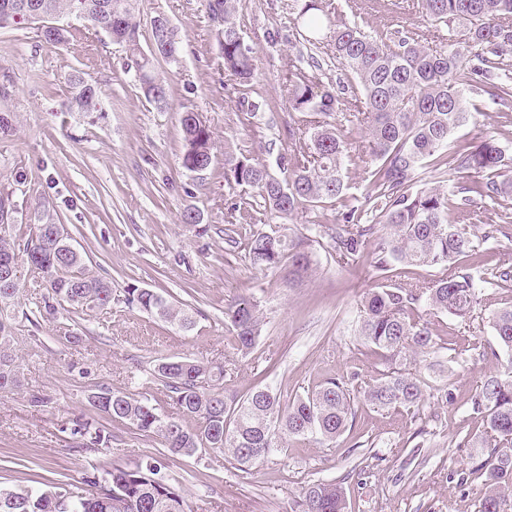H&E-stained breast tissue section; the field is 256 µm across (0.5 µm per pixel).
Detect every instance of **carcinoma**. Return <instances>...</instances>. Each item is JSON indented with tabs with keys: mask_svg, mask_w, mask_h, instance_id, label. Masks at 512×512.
Listing matches in <instances>:
<instances>
[{
	"mask_svg": "<svg viewBox=\"0 0 512 512\" xmlns=\"http://www.w3.org/2000/svg\"><path fill=\"white\" fill-rule=\"evenodd\" d=\"M47 17L78 15L96 31L121 39L126 53L141 73L146 98L167 101L165 81L155 71L159 58L180 56V41L172 30L162 41L150 37L142 49L139 29L126 33L134 20L135 0H36ZM424 21L448 29V42H421L408 35H372L356 23L331 19L316 0H308L293 19V28L309 45L320 43L323 28L330 32L333 57L348 76V96L337 93L321 78L322 62L308 55L306 66L289 72L292 112L289 122L306 123L316 117L305 135L279 157L281 175L245 155L224 157V180L252 189L264 201L265 213L285 219L309 206H336V224L308 223L324 228L336 257L345 261L375 243L370 264L377 284L360 301L355 336L369 347L380 367L364 386L352 389L344 379L329 378L318 388L285 403L269 387H257L229 400L220 380L222 365L187 357L165 358L155 377L169 389L180 417L158 411L148 399H134L107 388L100 390L97 410L133 429L158 436L172 457H192L199 449L224 453L242 471L263 456L283 450L285 439L318 436L336 440L353 424L358 404L379 411L404 409L417 417L435 398L429 385L407 362L445 349L433 332L432 318L448 315L472 318L480 295L492 286L512 292V260L501 259L488 276L477 277L462 258L474 252V236L487 240L501 231L496 224L466 230L473 203L495 205L512 196V159L493 139L453 145L455 131L476 109L473 99L488 97L503 112H512V0H417ZM241 0H207L210 16L220 17L216 38L224 71L237 86L249 85L256 73L255 56L245 43L236 17ZM71 103L90 112L99 105L97 86L83 73L69 77ZM350 104L349 116L365 127L360 147L335 120L340 106ZM181 166L209 167L212 132L197 123L195 112L181 113ZM432 160V172L450 168L459 181L417 189L415 184ZM367 173L364 193L349 192L348 166ZM231 218L237 229L227 235L234 248L245 241L251 265L283 274L288 284L305 281L313 271L311 236L256 229L257 218L246 203H234ZM13 225L0 229V267L27 264L41 274L46 293L37 306L41 317L69 306L105 307L112 302V285L94 275L81 252H72L58 240L57 225L30 224L23 251L16 249ZM410 266L437 267L441 275L429 281L402 283ZM128 305L189 331L194 320L164 295L132 286ZM224 324L232 347L243 355L256 347L263 327V311L253 296L239 294L224 307ZM502 348L512 352V302L492 315ZM11 326L0 318V393L19 384L15 356L9 351ZM473 414L483 430L467 438L472 448H488L484 459L473 462L470 473L484 477L478 512H505L512 498V359L498 374L486 379L471 398ZM299 512H347L342 486L316 481L302 487ZM0 512H185L183 497L160 475L153 463L114 464L83 478L77 490L44 485L33 490L16 484L0 485Z\"/></svg>",
	"mask_w": 512,
	"mask_h": 512,
	"instance_id": "carcinoma-1",
	"label": "carcinoma"
}]
</instances>
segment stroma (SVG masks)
I'll list each match as a JSON object with an SVG mask.
<instances>
[{
    "label": "stroma",
    "instance_id": "stroma-1",
    "mask_svg": "<svg viewBox=\"0 0 512 512\" xmlns=\"http://www.w3.org/2000/svg\"><path fill=\"white\" fill-rule=\"evenodd\" d=\"M302 5L243 0L236 22L256 57V76L245 88L260 105L253 114L237 106L206 0L135 2L142 45H149L150 23L160 13L180 38L178 63L155 64L167 84L162 108L144 97L125 50L81 19L71 18V36L57 47L32 25L0 29V111L12 123L0 132V194L13 205L16 238L25 241L30 224L65 225L93 272L112 284L106 307L61 309L37 321L30 313L44 290L26 267L19 294L0 308L12 325L10 347L20 365L19 387L0 395V482L75 485L96 469L149 461L190 512H294L302 486L317 480L341 483L349 512H475L483 483L470 471L475 451L465 438L482 423L471 397L512 358L491 324L502 302L492 288L473 320L439 319L442 340L461 352L453 374L433 382L451 393L450 401H432L416 418L359 406L354 426L339 439H289L283 451L246 473L219 452L169 457L158 437L89 403L92 393L107 388L148 398L161 413L176 415L153 376L165 357L220 363L226 395L259 385L286 401L326 379L364 376L377 366L376 355L354 336L358 303L377 282L369 257L342 263L320 242L314 275L290 286L281 274L252 268L244 248H225L230 203L243 198L261 205L255 191L229 190L225 152L253 155L272 168L288 151V70L306 52L291 20ZM322 5L329 15L354 16L370 33L443 35L420 17L416 0H405L398 11L392 0H367L358 15L348 0ZM76 71L96 82L97 110H70L67 78ZM479 105L455 141L490 137L512 157V121L488 98ZM187 110L199 113L213 133L212 165L198 175L180 163V114ZM189 207L200 212L206 233L182 223ZM133 285L169 297L193 316L194 328L184 332L128 306L124 295ZM242 292L264 312L261 339L247 355L232 348L224 325L225 304ZM474 342L484 355L463 356ZM80 419L99 427L106 445L78 433Z\"/></svg>",
    "mask_w": 512,
    "mask_h": 512
}]
</instances>
